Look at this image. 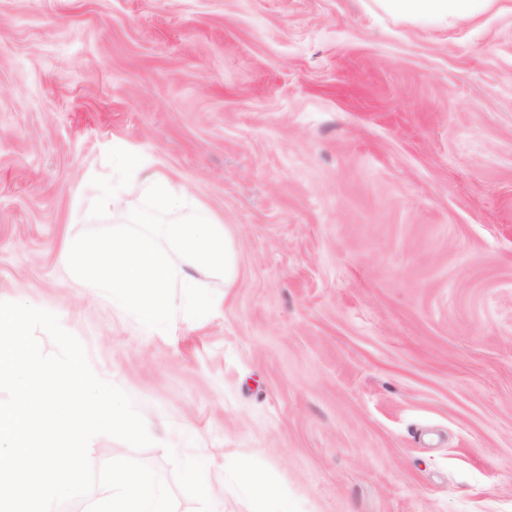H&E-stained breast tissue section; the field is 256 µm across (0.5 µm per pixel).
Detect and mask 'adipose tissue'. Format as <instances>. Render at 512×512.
<instances>
[{"label":"adipose tissue","instance_id":"obj_1","mask_svg":"<svg viewBox=\"0 0 512 512\" xmlns=\"http://www.w3.org/2000/svg\"><path fill=\"white\" fill-rule=\"evenodd\" d=\"M495 0H380L389 14L418 23L440 25L453 18H473L488 12Z\"/></svg>","mask_w":512,"mask_h":512}]
</instances>
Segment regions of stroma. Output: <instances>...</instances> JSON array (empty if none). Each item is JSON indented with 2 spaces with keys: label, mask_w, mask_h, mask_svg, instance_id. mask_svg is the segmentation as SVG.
Masks as SVG:
<instances>
[{
  "label": "stroma",
  "mask_w": 512,
  "mask_h": 512,
  "mask_svg": "<svg viewBox=\"0 0 512 512\" xmlns=\"http://www.w3.org/2000/svg\"><path fill=\"white\" fill-rule=\"evenodd\" d=\"M0 0V301L57 314L223 512H512V0ZM235 242L149 329L60 263L110 148ZM174 485L166 449L99 435ZM497 0H380L389 14L418 23L448 24L449 19L473 18L488 12ZM240 478L250 488L249 512H288V498L278 488L251 473Z\"/></svg>",
  "instance_id": "35a3bbf8"
}]
</instances>
